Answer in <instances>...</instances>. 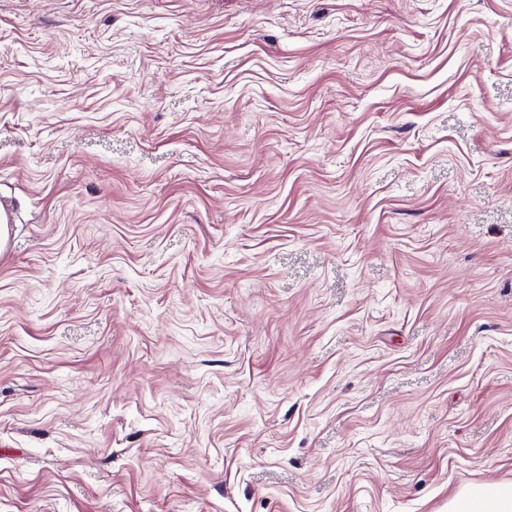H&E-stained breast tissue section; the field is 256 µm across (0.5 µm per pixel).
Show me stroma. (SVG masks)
<instances>
[{"label": "stroma", "mask_w": 512, "mask_h": 512, "mask_svg": "<svg viewBox=\"0 0 512 512\" xmlns=\"http://www.w3.org/2000/svg\"><path fill=\"white\" fill-rule=\"evenodd\" d=\"M0 512H446L512 482V0H0Z\"/></svg>", "instance_id": "35a3bbf8"}]
</instances>
